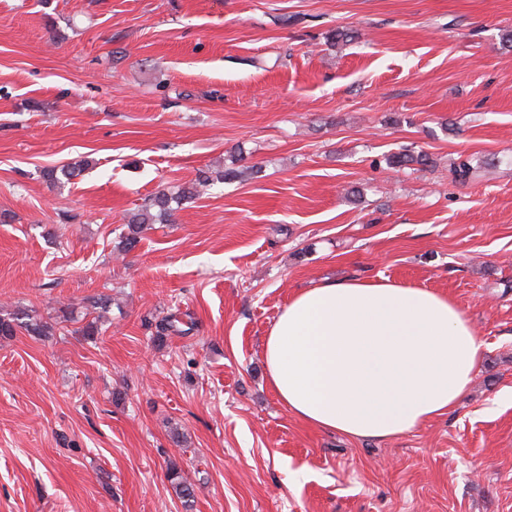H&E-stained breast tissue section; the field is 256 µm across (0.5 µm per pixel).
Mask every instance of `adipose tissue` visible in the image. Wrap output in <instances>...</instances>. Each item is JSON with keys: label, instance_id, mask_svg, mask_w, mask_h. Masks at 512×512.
<instances>
[{"label": "adipose tissue", "instance_id": "1", "mask_svg": "<svg viewBox=\"0 0 512 512\" xmlns=\"http://www.w3.org/2000/svg\"><path fill=\"white\" fill-rule=\"evenodd\" d=\"M482 348L448 295L348 279L295 292L264 339L263 359L293 418L352 439L386 440L453 410Z\"/></svg>", "mask_w": 512, "mask_h": 512}]
</instances>
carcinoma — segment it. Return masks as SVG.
Segmentation results:
<instances>
[{
  "label": "carcinoma",
  "instance_id": "1",
  "mask_svg": "<svg viewBox=\"0 0 512 512\" xmlns=\"http://www.w3.org/2000/svg\"><path fill=\"white\" fill-rule=\"evenodd\" d=\"M384 161L390 168H409L411 166L426 168L433 165L432 158L425 151L413 147H405L398 152L391 153L384 157ZM88 165L89 162L83 160L80 164L74 166L53 167L43 170L42 176L51 184H60L64 180L70 181ZM239 176H241V171L232 168L215 174L209 171H201L192 182L177 185L171 190H163L149 198L136 212L130 215L127 221L128 232L122 235L119 242L120 251L129 252L133 250L140 241V234L148 225L170 221L175 208H180L184 204L197 199L213 182L230 181ZM18 327L33 336H50L53 332V327L30 314L5 309L0 311V337L8 338L15 335ZM192 330L193 324L184 321L176 313H170L156 323L155 338L158 342L164 343L172 337L187 336ZM168 478L175 492L184 499V502H191L194 498L193 486L187 482L173 462L168 467Z\"/></svg>",
  "mask_w": 512,
  "mask_h": 512
}]
</instances>
